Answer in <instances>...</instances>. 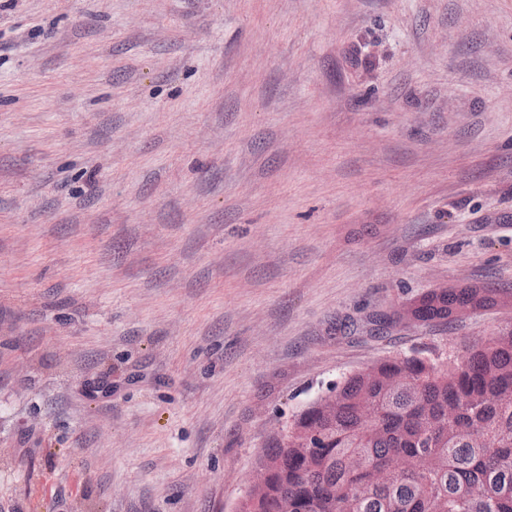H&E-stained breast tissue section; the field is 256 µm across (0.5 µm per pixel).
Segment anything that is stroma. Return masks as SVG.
Segmentation results:
<instances>
[{"instance_id":"obj_1","label":"stroma","mask_w":512,"mask_h":512,"mask_svg":"<svg viewBox=\"0 0 512 512\" xmlns=\"http://www.w3.org/2000/svg\"><path fill=\"white\" fill-rule=\"evenodd\" d=\"M512 0H0V512H234L272 430L512 310ZM475 289L471 294L457 293L453 288L429 290L413 298L414 302L410 307H402L392 318L384 321V324L386 327L403 322L410 324L418 322L421 325L430 323L451 325L456 320V317L453 316L454 311L461 306L472 303L473 311L491 310L504 301L503 293L494 288Z\"/></svg>"}]
</instances>
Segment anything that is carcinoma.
<instances>
[{"mask_svg": "<svg viewBox=\"0 0 512 512\" xmlns=\"http://www.w3.org/2000/svg\"><path fill=\"white\" fill-rule=\"evenodd\" d=\"M494 288L429 290L386 325L455 322L468 303L491 310ZM512 326L461 356H396L347 376L290 424L295 446H266L265 487L237 512H512ZM371 402L374 416L362 419ZM430 456L426 472L397 462Z\"/></svg>", "mask_w": 512, "mask_h": 512, "instance_id": "1", "label": "carcinoma"}]
</instances>
